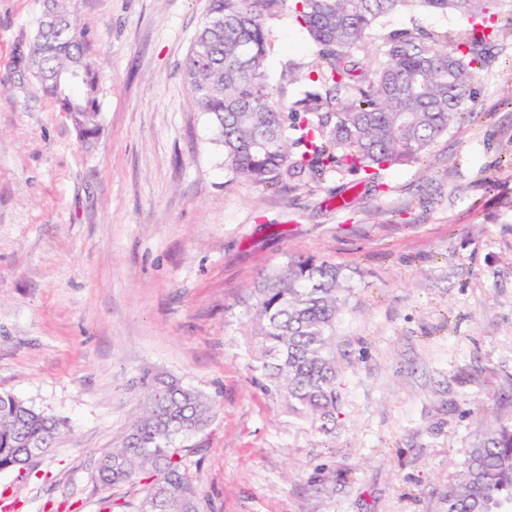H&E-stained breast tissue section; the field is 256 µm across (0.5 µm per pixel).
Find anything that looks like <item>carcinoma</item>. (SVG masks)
Returning a JSON list of instances; mask_svg holds the SVG:
<instances>
[{
	"label": "carcinoma",
	"mask_w": 512,
	"mask_h": 512,
	"mask_svg": "<svg viewBox=\"0 0 512 512\" xmlns=\"http://www.w3.org/2000/svg\"><path fill=\"white\" fill-rule=\"evenodd\" d=\"M288 0H208L186 57L198 108L211 115L224 164L256 183L293 181L333 170L352 186L382 189L383 173L422 159L475 98L474 84L499 20L512 0H294L297 21L316 48L311 88L285 110L265 71L269 21ZM422 10L463 21L452 46L408 30L383 37L386 61L367 65L378 21ZM23 70L60 104L77 138L90 144L102 126L100 87L83 28L65 0H43ZM346 290L326 261L291 260L255 288L256 361L288 410L331 432L340 397L334 326ZM204 393L154 377L143 411L121 444L103 451L96 475L106 488L145 482L138 512H199L188 464L174 441L214 416ZM64 423L15 396L0 395V471L52 447ZM446 512H512V418L479 428L448 476Z\"/></svg>",
	"instance_id": "1"
}]
</instances>
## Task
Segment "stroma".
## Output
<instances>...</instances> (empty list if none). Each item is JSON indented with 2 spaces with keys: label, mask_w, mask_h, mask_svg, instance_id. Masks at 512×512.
<instances>
[{
  "label": "stroma",
  "mask_w": 512,
  "mask_h": 512,
  "mask_svg": "<svg viewBox=\"0 0 512 512\" xmlns=\"http://www.w3.org/2000/svg\"><path fill=\"white\" fill-rule=\"evenodd\" d=\"M40 0H0V394L70 434L0 472V512H136L145 485L95 464L176 377L212 423L182 441L200 512H445L476 420L512 417V26L477 98L383 191L338 177L258 184L224 166L184 72L207 0H69L99 66L102 132L82 146L19 71ZM451 15L385 17L379 34L454 35ZM269 83L314 46L272 20ZM349 277L336 317L340 406L315 432L256 368L253 290L288 260Z\"/></svg>",
  "instance_id": "obj_1"
}]
</instances>
